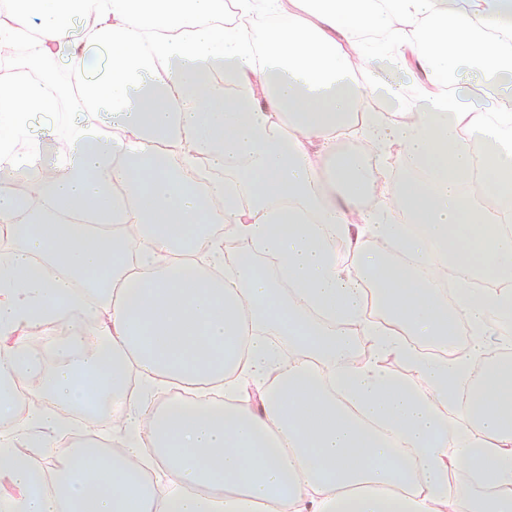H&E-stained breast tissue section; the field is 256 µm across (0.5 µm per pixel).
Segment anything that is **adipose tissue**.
<instances>
[{"label":"adipose tissue","mask_w":512,"mask_h":512,"mask_svg":"<svg viewBox=\"0 0 512 512\" xmlns=\"http://www.w3.org/2000/svg\"><path fill=\"white\" fill-rule=\"evenodd\" d=\"M370 32L389 38L387 71L363 57ZM23 42L66 58L73 108L111 113L112 134L71 124L79 150L45 178L28 126L54 111L55 82L0 84V167L27 186L0 184L14 242L0 335L69 326L54 368L0 350V382L17 388L0 394V512H512V359L486 344L512 326V0H94L90 15L82 0H10L0 56ZM377 92L405 119L372 111ZM354 126L372 152L337 151ZM477 137L493 191L474 200ZM391 142L425 177L381 187ZM201 159L239 174L197 180ZM391 198L405 222L385 219ZM358 225L377 248L352 270L336 247ZM462 322L463 351L408 340L446 343ZM350 325L371 338L365 361L350 359ZM134 376L217 381L224 402L159 406ZM116 397L135 403L115 419L120 449L64 440L75 410ZM33 427L51 429L40 445L61 467L16 451Z\"/></svg>","instance_id":"obj_1"}]
</instances>
